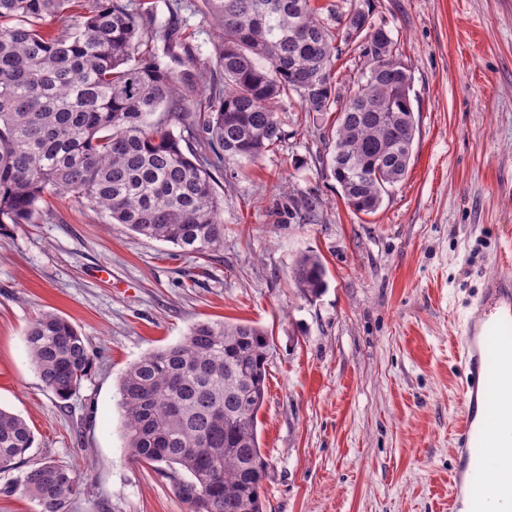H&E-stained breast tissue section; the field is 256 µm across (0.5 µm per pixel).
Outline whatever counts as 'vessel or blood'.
Masks as SVG:
<instances>
[{"mask_svg": "<svg viewBox=\"0 0 512 512\" xmlns=\"http://www.w3.org/2000/svg\"><path fill=\"white\" fill-rule=\"evenodd\" d=\"M466 372L464 414L456 432L459 466L453 474L456 498L469 493L470 471L495 469L502 494L499 512H512V436L491 442L493 423L480 421L488 404L512 415V268L489 279L462 334Z\"/></svg>", "mask_w": 512, "mask_h": 512, "instance_id": "1", "label": "vessel or blood"}]
</instances>
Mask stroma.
Masks as SVG:
<instances>
[{"mask_svg":"<svg viewBox=\"0 0 512 512\" xmlns=\"http://www.w3.org/2000/svg\"><path fill=\"white\" fill-rule=\"evenodd\" d=\"M153 3L191 49L169 59L173 74L195 72L200 96L223 84L202 0ZM373 21L411 72L419 126L408 174L376 212L353 213L328 168L335 113L293 98L279 148L217 174L224 240L204 258L72 198L0 230V408L30 426L32 461L69 466L86 487L72 512H190L171 478L130 457L117 384L204 320L252 321L272 340L257 426L267 512H451L456 340L512 245V0H374ZM305 252L328 274L314 300L290 278ZM43 309L94 359L66 401L27 357Z\"/></svg>","mask_w":512,"mask_h":512,"instance_id":"1","label":"stroma"}]
</instances>
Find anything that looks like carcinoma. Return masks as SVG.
<instances>
[{"label":"carcinoma","instance_id":"1","mask_svg":"<svg viewBox=\"0 0 512 512\" xmlns=\"http://www.w3.org/2000/svg\"><path fill=\"white\" fill-rule=\"evenodd\" d=\"M219 31L224 86L191 111L183 87L155 61L154 7L123 0H0V227L30 224L48 195L72 196L114 224L198 257L224 239V198L214 173L253 162L285 139L277 103L298 96L306 112L339 105L326 142L329 168L356 214H371L402 182L418 121L412 77L391 31L372 21L373 0H202ZM73 12L65 29L51 21ZM166 53L189 52L168 26ZM361 42L362 77L337 90L342 46ZM180 127L174 133L173 127ZM291 278L306 299L328 287L313 253ZM46 389L69 400L91 374L86 337L53 311L25 332ZM271 349L249 321H199L183 339L133 362L118 383L123 437L133 460L179 476L190 512H265L270 467L258 439ZM34 434L0 408V472L28 466L22 491L42 512H71L85 496L72 470L30 462Z\"/></svg>","mask_w":512,"mask_h":512}]
</instances>
